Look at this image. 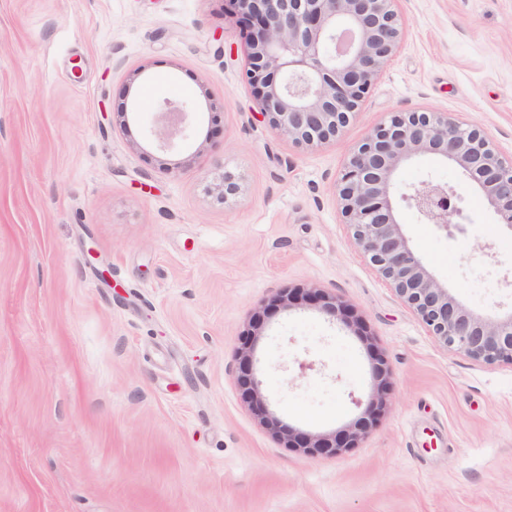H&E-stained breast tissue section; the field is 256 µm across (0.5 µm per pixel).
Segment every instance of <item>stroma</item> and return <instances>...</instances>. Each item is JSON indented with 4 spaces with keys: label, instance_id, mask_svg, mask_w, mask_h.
<instances>
[{
    "label": "stroma",
    "instance_id": "obj_1",
    "mask_svg": "<svg viewBox=\"0 0 512 512\" xmlns=\"http://www.w3.org/2000/svg\"><path fill=\"white\" fill-rule=\"evenodd\" d=\"M397 8L400 46L356 117L304 147L262 116L222 0H0V512H512V363L432 336L337 196L393 112L451 114L512 155V0ZM165 100L195 121L160 151ZM227 170L240 191L223 204ZM429 175L456 187L471 226L449 239L400 207L413 248L475 313L512 305V238L435 156L399 182ZM310 288L364 335L307 303ZM248 346L284 423L349 424L378 356L387 406L355 448L304 455L239 386ZM304 357L322 371L292 379Z\"/></svg>",
    "mask_w": 512,
    "mask_h": 512
}]
</instances>
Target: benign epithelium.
Here are the masks:
<instances>
[{
  "label": "benign epithelium",
  "mask_w": 512,
  "mask_h": 512,
  "mask_svg": "<svg viewBox=\"0 0 512 512\" xmlns=\"http://www.w3.org/2000/svg\"><path fill=\"white\" fill-rule=\"evenodd\" d=\"M397 0H224L246 34L244 73L260 113L295 144L313 146L339 137L359 111L374 79L391 62L401 36ZM194 111L171 101L157 108L151 143L165 151L192 121ZM421 155L454 166L475 189L497 223L512 233V156L506 157L477 127L445 112H392L352 153L338 183L342 212L369 263L396 296L446 346L475 360L512 361V306L494 319L468 309L423 264L403 231L397 201L420 223L448 238L465 235L461 198L433 177L398 192L399 174ZM238 178L224 172L213 193L224 203L237 195ZM305 297L347 327L343 306L319 291ZM240 384L261 418L288 447L307 454H338L355 446L384 406L377 393L351 397L354 422L332 435H312L281 424L269 412L249 373Z\"/></svg>",
  "instance_id": "7a95c632"
}]
</instances>
